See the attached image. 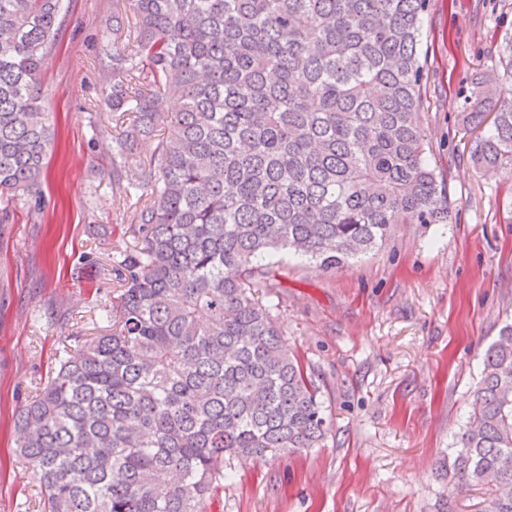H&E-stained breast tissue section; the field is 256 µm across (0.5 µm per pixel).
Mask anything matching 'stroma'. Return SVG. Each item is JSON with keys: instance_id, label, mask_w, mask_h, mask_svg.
Returning a JSON list of instances; mask_svg holds the SVG:
<instances>
[{"instance_id": "obj_1", "label": "stroma", "mask_w": 512, "mask_h": 512, "mask_svg": "<svg viewBox=\"0 0 512 512\" xmlns=\"http://www.w3.org/2000/svg\"><path fill=\"white\" fill-rule=\"evenodd\" d=\"M114 0H70L40 104L56 132L41 212L0 224V512H43L14 417L64 353L109 332L116 268L134 244V202L112 197ZM512 0H431L418 121L448 190L447 224H399L383 247L327 269L293 254L263 302L315 373L322 447L231 460L208 512H481L491 490L440 469L473 410L482 358L512 321V173L471 159L472 73L502 74Z\"/></svg>"}]
</instances>
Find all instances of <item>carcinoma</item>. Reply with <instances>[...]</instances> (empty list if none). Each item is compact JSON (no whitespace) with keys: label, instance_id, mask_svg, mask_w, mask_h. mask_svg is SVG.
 Returning <instances> with one entry per match:
<instances>
[{"label":"carcinoma","instance_id":"carcinoma-1","mask_svg":"<svg viewBox=\"0 0 512 512\" xmlns=\"http://www.w3.org/2000/svg\"><path fill=\"white\" fill-rule=\"evenodd\" d=\"M428 6L127 0L112 13L132 45L113 40L106 102L116 122L133 116L112 138V183L136 197L138 228L112 331L60 359L14 419L45 512H207L229 460L320 447L314 374L259 296L274 287L266 258L336 268L397 224L448 223L417 122ZM64 15V0H0V223L13 204L40 210L54 127L37 77ZM501 47L512 79L511 34ZM470 107L476 127L494 112L474 161L512 171V92L479 74ZM474 399L443 467L461 489L495 486L483 512H512V323Z\"/></svg>","mask_w":512,"mask_h":512}]
</instances>
